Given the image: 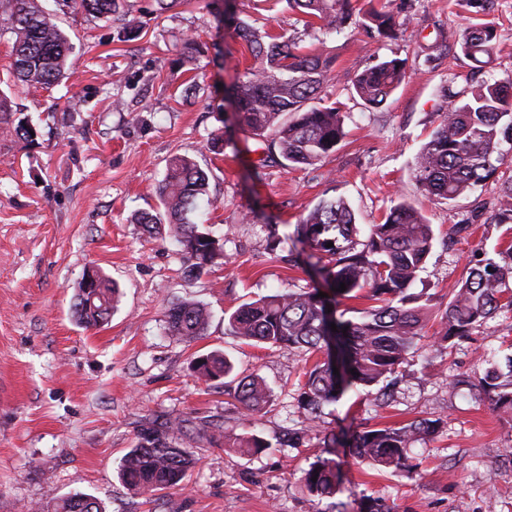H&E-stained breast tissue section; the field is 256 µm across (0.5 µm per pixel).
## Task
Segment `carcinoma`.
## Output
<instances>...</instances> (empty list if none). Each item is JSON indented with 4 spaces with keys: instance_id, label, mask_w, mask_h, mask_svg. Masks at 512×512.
<instances>
[{
    "instance_id": "obj_1",
    "label": "carcinoma",
    "mask_w": 512,
    "mask_h": 512,
    "mask_svg": "<svg viewBox=\"0 0 512 512\" xmlns=\"http://www.w3.org/2000/svg\"><path fill=\"white\" fill-rule=\"evenodd\" d=\"M62 6L82 9L96 19L123 20L124 0H61ZM301 15L304 30L323 35L345 28L363 27L383 38L395 39L403 30L398 15L377 6L374 0H286ZM219 22L246 42L253 67L232 86V97L242 129L268 137L270 151H278L290 167L315 166L336 150L345 135L341 103L321 96L333 59L301 45L297 38L273 35L231 13L224 0ZM0 27L14 35L10 69L21 83L50 89L68 75L73 45L46 12L40 0H0ZM497 41L489 23L477 24L462 35L460 44L479 68L488 65ZM408 75L407 60L391 58L367 65L357 72L354 93L368 108L384 104ZM32 144L35 128L22 111L0 95V124ZM509 148L502 149L503 143ZM512 151V84L493 76L472 87L461 105L447 112L416 157L415 179L431 201H454L491 179ZM208 174L194 160L177 156L170 160L157 189L160 208L142 211L134 221L151 235L165 234L182 248L187 272L200 276L223 256L221 239L189 219L206 194ZM512 220V178L504 181L494 215L497 224ZM299 242L321 254L318 274L333 293L319 296L320 289L275 293L244 303L224 318V334L247 345L267 349H301L318 356L305 372L303 397L316 413L339 399L351 385H377L394 374L411 350L425 336L429 322L436 323L435 343L442 347L470 335L503 309L512 308V244L499 253L501 261L474 267L468 277L448 291L444 310L431 315L428 299L410 291L424 270L434 232L420 212L399 201L379 224H371L365 239L355 213L342 198L323 199L300 220ZM346 290L338 291L340 284ZM368 291L379 305L353 320L332 318L340 298ZM114 282L92 271L76 287L71 312L84 328L107 323L118 302ZM211 314L199 302H177L168 309L167 334L184 342L203 335ZM336 329H331V325ZM343 370L334 373L333 366ZM478 383L496 412L512 411V357L505 366L485 361ZM196 371L208 380L230 379L234 397L247 416L260 412L272 398V389L255 373L230 378L234 365L212 352L196 358ZM438 431V421L422 420L401 426H385L355 433L350 448L355 459L375 468L408 472L410 448ZM211 441L224 440L233 448L255 455L271 443L253 433H208ZM196 462L193 452L170 440L167 431L142 430L138 442L120 460L118 475L131 489L160 492L182 485ZM338 463L320 457L304 473L307 492L330 497L336 490ZM55 512H105L95 497L75 494L59 499Z\"/></svg>"
}]
</instances>
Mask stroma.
<instances>
[{"mask_svg":"<svg viewBox=\"0 0 512 512\" xmlns=\"http://www.w3.org/2000/svg\"><path fill=\"white\" fill-rule=\"evenodd\" d=\"M403 36L361 28L325 36L335 63L324 91L345 109V137L323 162L289 169L261 166L267 142L239 130L228 91L253 63L225 33L212 0H126L139 28L124 42L116 23L43 0L57 12L75 50L71 75L49 89L15 86L13 37L0 29V91L38 131L35 143L0 125V512H53L58 498H98L108 512H357L378 498L391 512H512V415L492 411L476 387L481 356L512 355V309L498 312L449 353L422 339L386 392L350 387L312 417L300 400L313 356L263 349L224 333V312L263 295L322 286L298 260L296 226L320 200L345 198L359 227L379 223L404 201L434 227L424 272L412 287L432 311L478 260L512 242L494 223L502 177L450 203L419 191L421 146L450 103H464L484 73L512 80V0H387ZM240 19L273 34L302 36L285 0H233ZM491 22L498 41L486 72L473 69L460 35ZM196 40L201 52L184 49ZM386 57L406 60L410 77L377 108L352 94L358 70ZM193 157L209 176L201 207L224 239V256L199 278L185 274L179 245L149 237L132 217L157 207L168 159ZM102 270L121 299L108 323L83 328L71 314L84 271ZM193 300L211 320L192 343L166 334L168 308ZM227 354L238 373H259L274 391L253 418L269 441L258 455L199 437L207 422L242 429L244 411L221 381L192 369L197 356ZM439 420L438 433L412 450L419 474L379 471L355 460V431ZM189 420L175 434L198 462L182 487L152 494L118 478L141 428ZM336 440L342 482L315 498L303 484L309 466Z\"/></svg>","mask_w":512,"mask_h":512,"instance_id":"1","label":"stroma"}]
</instances>
